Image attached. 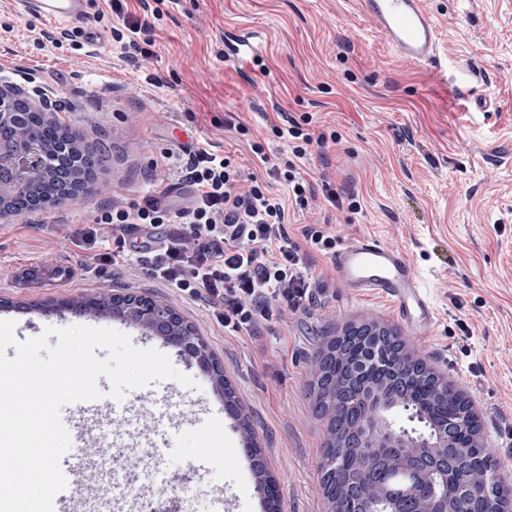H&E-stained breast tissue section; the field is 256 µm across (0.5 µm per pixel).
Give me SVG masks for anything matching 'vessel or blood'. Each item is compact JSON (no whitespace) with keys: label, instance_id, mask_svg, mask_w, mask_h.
I'll return each instance as SVG.
<instances>
[{"label":"vessel or blood","instance_id":"b4317fda","mask_svg":"<svg viewBox=\"0 0 512 512\" xmlns=\"http://www.w3.org/2000/svg\"><path fill=\"white\" fill-rule=\"evenodd\" d=\"M24 17L56 26L85 24L89 0H11ZM398 58L426 67L436 78L445 73L440 38L427 0H357ZM339 281L362 296L388 301L396 317L419 331L431 329L436 312L419 274L400 249L364 235L342 244L331 258ZM67 489L56 498L58 512H73L78 501H97L101 489L89 481L80 461L66 465Z\"/></svg>","mask_w":512,"mask_h":512}]
</instances>
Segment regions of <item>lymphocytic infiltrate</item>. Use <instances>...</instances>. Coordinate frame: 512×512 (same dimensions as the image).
<instances>
[{
  "instance_id": "1",
  "label": "lymphocytic infiltrate",
  "mask_w": 512,
  "mask_h": 512,
  "mask_svg": "<svg viewBox=\"0 0 512 512\" xmlns=\"http://www.w3.org/2000/svg\"><path fill=\"white\" fill-rule=\"evenodd\" d=\"M151 31L147 21L110 27L113 47L143 71L145 84L157 87V74L145 70L156 56ZM271 132L287 140L288 152L269 154L253 144L260 173L244 172L211 145L185 148L180 179L192 189L188 206L171 209L149 192L138 202L98 208L89 216L93 230L74 237L73 245L82 249L97 244L96 225H111L116 233L111 261L121 269L137 258L126 248L129 228L152 231L165 225L168 233L160 234L137 259L148 265L160 286L205 301L225 329L251 335L280 318L283 308L300 309L313 297L306 272L310 253L333 255L336 240L310 225L301 239L291 237L287 203L306 210L323 199L334 209L351 211L359 203L354 194L336 195L329 181L316 186L306 178L305 160L328 143L325 133L312 132L309 117L282 116ZM277 183L287 187V196L274 192Z\"/></svg>"
}]
</instances>
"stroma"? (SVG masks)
Returning <instances> with one entry per match:
<instances>
[{
	"label": "stroma",
	"instance_id": "35a3bbf8",
	"mask_svg": "<svg viewBox=\"0 0 512 512\" xmlns=\"http://www.w3.org/2000/svg\"><path fill=\"white\" fill-rule=\"evenodd\" d=\"M428 7L448 63L444 81L396 58L356 0H170L153 22L152 71L163 85L149 88L111 44L95 54L42 49L46 24L0 0V81L27 99L34 82L50 85L53 121L79 132L97 156L82 199L0 226V319L109 328L115 319L107 315L55 316L64 302L109 290L166 304L223 364L277 486L279 512L329 510L319 470L326 422L311 367L347 325L373 321L456 384L479 416L481 442L512 473V0ZM240 29L255 33L267 73L231 53ZM91 63L111 76L109 92H89L77 79ZM281 110L312 115L317 131L336 134L325 157L310 159L308 177L328 175L336 191L356 193L360 209H326L325 229L340 244L371 235L407 254L437 310L428 333L397 320L388 302L350 294L318 253L308 265L321 283L313 301L245 336L224 330L204 301L157 287L145 265L116 271L72 245L94 208L140 199L149 174L160 189L177 181V167L153 165L188 139L257 169L252 142L283 148L265 130ZM230 112L249 135L225 129ZM164 352L194 387L165 380L127 391V413L95 426L112 445L90 474L122 487L121 512H218L221 500L254 512L263 497L241 466L236 417L209 374L173 346ZM174 473L177 489L164 482Z\"/></svg>",
	"mask_w": 512,
	"mask_h": 512
}]
</instances>
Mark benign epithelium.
<instances>
[{"mask_svg": "<svg viewBox=\"0 0 512 512\" xmlns=\"http://www.w3.org/2000/svg\"><path fill=\"white\" fill-rule=\"evenodd\" d=\"M45 116L43 104L23 100L13 88L0 86V201L18 197L47 166L48 155L39 136L40 121ZM73 142L79 143L77 133L62 131L55 156L58 190L52 197L32 200L33 208L78 199L96 163L88 162L82 178L70 179ZM102 308L164 337L167 343L206 369L214 384H219L224 376L223 366L210 356L204 340L190 330L183 317L162 303L142 295L108 292ZM349 332L353 336L352 347L358 349V354L347 364L345 380L336 386L331 397L330 410L344 413L345 420L332 436L329 447L365 448L374 464L400 460L412 467L418 483L411 496L424 503L422 512H512V503L488 506L478 497L466 494L464 488L453 489L451 495L446 486L436 489L438 466L447 461V449L457 447L461 455H466V448L457 444V430L445 422L434 427L430 438L416 442L394 429L393 423L375 420L374 412L388 404L384 382L375 378L376 352L382 343L393 344L398 338L388 328L367 321L350 324Z\"/></svg>", "mask_w": 512, "mask_h": 512, "instance_id": "benign-epithelium-1", "label": "benign epithelium"}]
</instances>
